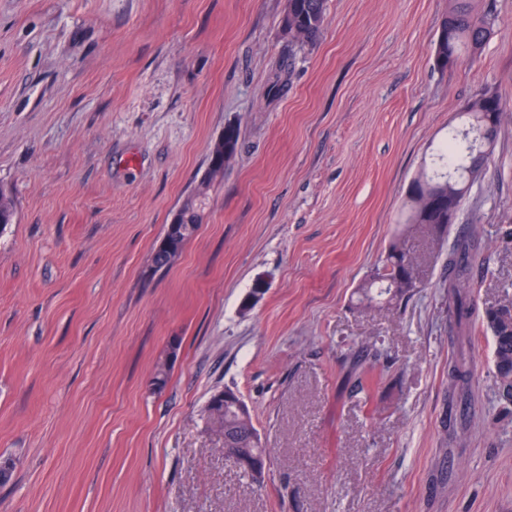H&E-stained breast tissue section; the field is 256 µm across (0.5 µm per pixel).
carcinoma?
<instances>
[{
	"label": "carcinoma",
	"instance_id": "obj_1",
	"mask_svg": "<svg viewBox=\"0 0 512 512\" xmlns=\"http://www.w3.org/2000/svg\"><path fill=\"white\" fill-rule=\"evenodd\" d=\"M327 18V0H287L283 30L296 42H313L322 33ZM496 22L492 0H448L435 47V62L441 69L456 65L464 53L478 52L492 34ZM504 104L496 91L486 87L461 110L463 129L452 131L438 149L439 169L422 171L406 192L404 230L391 243L385 263L391 266L374 275L359 288L362 300L377 304L397 303L410 297L418 288L414 269L419 257L407 246L410 237L438 240L456 222L461 202L482 172L485 156L481 154V136L496 139L504 119ZM239 147V129L224 128V138L215 142L211 154L220 152L233 159ZM224 167L209 165L204 188L188 198L178 212L177 227L172 234L175 248L182 249L193 237L202 221L205 188L222 176ZM15 204L11 194L0 188V220L12 222ZM481 249L476 238H464L448 252V288L456 303L454 312L462 332L469 330L472 307L468 285L473 258ZM481 323L493 338V365L499 400L512 404V303L498 308L487 307ZM224 422V458L231 464L248 467V460L265 455V449L253 440L256 433L250 412H240L230 404L219 414Z\"/></svg>",
	"mask_w": 512,
	"mask_h": 512
}]
</instances>
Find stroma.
<instances>
[{
  "instance_id": "1",
  "label": "stroma",
  "mask_w": 512,
  "mask_h": 512,
  "mask_svg": "<svg viewBox=\"0 0 512 512\" xmlns=\"http://www.w3.org/2000/svg\"><path fill=\"white\" fill-rule=\"evenodd\" d=\"M286 2L0 0V512H512V406L489 332L456 333L447 266L478 236V309L512 302V0L447 70L448 0H328L312 43L284 34ZM485 87L509 116L443 240H411L419 288L359 304ZM229 124L235 158L155 271ZM224 389L261 483L208 422ZM218 401L222 403L223 411L219 412V419L224 422V458L231 464L239 465L240 467H248L247 461L253 456H265L264 446L261 445L260 437L254 428L251 420V415L246 406L245 415L240 412L245 411L243 401L237 396L229 393H217L209 400V405L212 407ZM227 403L233 404H224ZM256 434L258 438L257 443L253 440V435ZM263 446V448H256Z\"/></svg>"
}]
</instances>
